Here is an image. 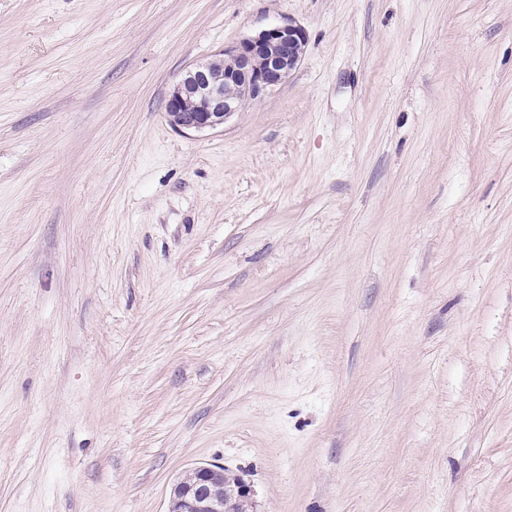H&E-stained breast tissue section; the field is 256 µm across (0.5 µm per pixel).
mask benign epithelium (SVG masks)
<instances>
[{
	"mask_svg": "<svg viewBox=\"0 0 512 512\" xmlns=\"http://www.w3.org/2000/svg\"><path fill=\"white\" fill-rule=\"evenodd\" d=\"M306 44L305 30L287 22L224 50L222 60L187 71L166 100L169 123L183 133L223 125L238 111L241 99H258L284 83L300 63ZM223 478L221 465L195 467L191 478L174 487L168 512H220L207 491Z\"/></svg>",
	"mask_w": 512,
	"mask_h": 512,
	"instance_id": "1",
	"label": "benign epithelium"
}]
</instances>
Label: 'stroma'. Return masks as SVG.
Returning <instances> with one entry per match:
<instances>
[{
  "label": "stroma",
  "mask_w": 512,
  "mask_h": 512,
  "mask_svg": "<svg viewBox=\"0 0 512 512\" xmlns=\"http://www.w3.org/2000/svg\"><path fill=\"white\" fill-rule=\"evenodd\" d=\"M220 128L180 76L270 25ZM512 512V0H0V512ZM306 44L305 30L287 22L224 49V59L198 65L176 83L165 103L169 123L183 133L223 125L242 98H261L284 83ZM224 478L223 483L212 487L210 493L216 500L222 502V511L218 508L217 502L207 494L209 486ZM190 479V478H189ZM186 479L174 487L168 512H224L225 504H231V511L246 512L252 508L253 489L252 486L241 480L237 493L240 499L246 504V511L240 507L238 500L233 504L230 496L231 488L234 486L235 478L224 475V467L218 464H207L197 466L192 470L191 479Z\"/></svg>",
  "instance_id": "obj_1"
}]
</instances>
